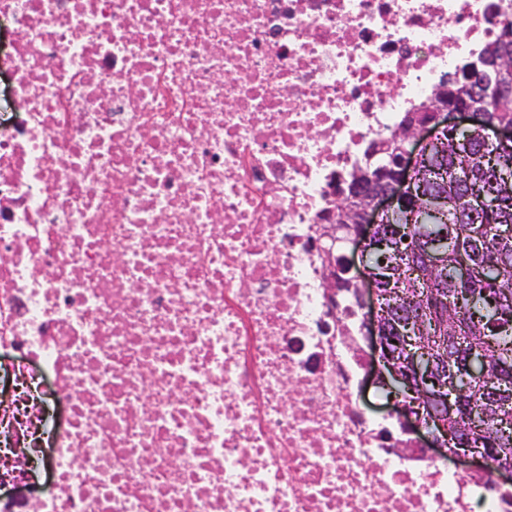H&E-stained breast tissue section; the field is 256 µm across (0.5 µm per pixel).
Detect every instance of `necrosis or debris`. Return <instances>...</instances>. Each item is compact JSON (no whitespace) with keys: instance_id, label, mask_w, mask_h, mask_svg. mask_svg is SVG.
<instances>
[{"instance_id":"necrosis-or-debris-1","label":"necrosis or debris","mask_w":512,"mask_h":512,"mask_svg":"<svg viewBox=\"0 0 512 512\" xmlns=\"http://www.w3.org/2000/svg\"><path fill=\"white\" fill-rule=\"evenodd\" d=\"M512 0H0V512H512L368 410L325 225Z\"/></svg>"}]
</instances>
